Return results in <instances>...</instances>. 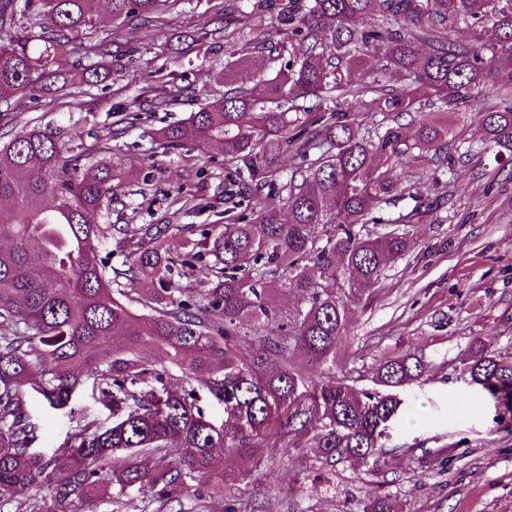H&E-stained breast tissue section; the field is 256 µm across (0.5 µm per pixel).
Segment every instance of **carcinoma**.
Masks as SVG:
<instances>
[{
  "label": "carcinoma",
  "mask_w": 512,
  "mask_h": 512,
  "mask_svg": "<svg viewBox=\"0 0 512 512\" xmlns=\"http://www.w3.org/2000/svg\"><path fill=\"white\" fill-rule=\"evenodd\" d=\"M87 2L0 0V104L51 91L73 105L72 85L50 71L64 50L87 85L111 72L120 61L111 42L85 43L95 29ZM109 2L114 18L137 27L182 0ZM366 17L372 25L356 28ZM460 24L475 30L472 41L449 37ZM248 26L224 32L225 53L241 66L249 49H266L288 56L284 68L251 87L226 69L224 97L159 134L165 151L220 149L224 177L239 188L224 223L197 240L170 232V224L99 223L124 192L125 173L102 140L76 151L34 126L0 143V200L13 203L0 213V501L18 487L49 490L54 512H67L66 503L91 490L135 486L153 512H172L185 491L224 492L228 455L255 461L271 446L316 448L326 465L369 458L382 452L398 416L396 391L425 373L421 357L397 351L381 355L376 368L384 394L356 393L333 379L301 390L347 336L349 305L372 297L409 252V225L432 209V198L404 185L405 169L431 151L438 168L448 166L456 129L427 118L430 106L477 107L482 143L509 152L512 164V106H484L491 94L512 98V69L495 66L512 55V0H281L265 34L253 37ZM373 50L378 96L370 110L387 122L364 128L349 104L367 92L361 75ZM393 72L404 74V87L385 84ZM406 117L416 126L412 139ZM285 154L298 159L286 178ZM272 194L285 200L288 219L261 206ZM405 197L414 202L408 212L373 215ZM114 231L142 239L123 270L96 251ZM207 256L209 278L194 300L174 298L171 276L188 275ZM311 266L332 278L315 280ZM134 280L143 285L136 298L126 288ZM133 301L151 314H133ZM269 322L278 333L262 330ZM144 348L153 351L149 363ZM272 361L275 372L267 369ZM462 371L512 416L511 354L476 339ZM88 381L111 408L112 424L69 411L64 444L51 455L34 449L27 392L64 412ZM198 386L224 405V421L204 414ZM58 455L70 461L64 472L55 468ZM364 512L398 505L376 493Z\"/></svg>",
  "instance_id": "1"
}]
</instances>
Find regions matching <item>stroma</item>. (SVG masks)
I'll use <instances>...</instances> for the list:
<instances>
[{
    "mask_svg": "<svg viewBox=\"0 0 512 512\" xmlns=\"http://www.w3.org/2000/svg\"><path fill=\"white\" fill-rule=\"evenodd\" d=\"M279 0H212L182 8L130 34L113 20L106 0H90L94 40L124 51L121 65L94 86L77 85L79 107L53 94L13 97L0 106V140L41 125L61 130L70 144L108 141L126 162L128 196L113 202L110 224H173L196 239L223 217L224 156L193 145L162 153L159 129L187 119L224 93V6L266 27ZM214 30L207 48L192 42L200 27ZM178 81H171V74ZM166 106H157L159 98ZM459 140L448 154V192L436 211L413 225L414 244L393 263L367 306L352 307L349 335L329 370L357 391H373L383 353L409 349L422 356L424 376L402 394V417L374 460L319 463L313 448L264 449L260 464L224 460V491L206 498L207 512L238 501L244 512H363L377 492L405 512H512V432L494 403L461 373L473 340L512 352V167L498 164L480 142L474 113H449ZM37 426L36 448L62 445L68 415L40 398L27 400ZM447 456H439V449ZM137 489L91 493L69 512H143Z\"/></svg>",
    "mask_w": 512,
    "mask_h": 512,
    "instance_id": "1",
    "label": "stroma"
}]
</instances>
